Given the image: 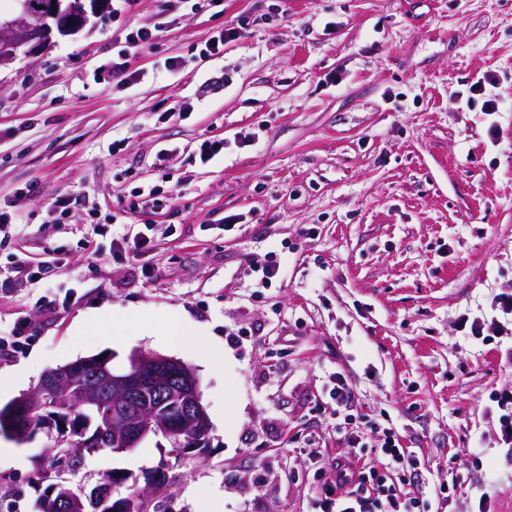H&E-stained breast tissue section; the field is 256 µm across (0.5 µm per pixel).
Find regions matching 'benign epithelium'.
Wrapping results in <instances>:
<instances>
[{"mask_svg": "<svg viewBox=\"0 0 512 512\" xmlns=\"http://www.w3.org/2000/svg\"><path fill=\"white\" fill-rule=\"evenodd\" d=\"M21 16L10 21L0 20V63L15 58L19 50H33L51 41L53 31L62 35L75 33L86 23L83 0H51L48 13L40 18L32 15L29 0H18ZM84 370L93 374L92 386L77 392L79 403L85 407L109 406L108 429L98 430L91 440L94 442L120 443L112 449L114 453L130 452L146 439L156 436L176 449L182 460L196 457L210 444L212 425L202 403L200 382L195 371L184 362L160 354L134 352L128 364L117 369L110 358L94 356L49 370L36 389L14 399L0 408V434L5 432L20 441L28 435L19 434L12 426L18 415L46 414L49 419L33 430V434L44 433L54 441L53 449L66 457L64 447L68 444V429L54 422L56 415L49 408H58L45 402L53 389L64 382L76 380ZM150 393L175 409L174 419H159L146 406H134L131 400L141 394ZM51 493L57 495L53 506L58 512H83L89 491L84 486L76 488L62 479L54 485ZM156 498L153 490H139L119 503L116 512H159L150 510Z\"/></svg>", "mask_w": 512, "mask_h": 512, "instance_id": "obj_1", "label": "benign epithelium"}]
</instances>
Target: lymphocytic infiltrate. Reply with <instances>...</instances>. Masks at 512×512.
<instances>
[{
	"label": "lymphocytic infiltrate",
	"mask_w": 512,
	"mask_h": 512,
	"mask_svg": "<svg viewBox=\"0 0 512 512\" xmlns=\"http://www.w3.org/2000/svg\"><path fill=\"white\" fill-rule=\"evenodd\" d=\"M336 433L349 453L334 463L319 467L321 486L313 499V512H418L419 499L408 489L406 474L414 469V458L392 430H383L376 442H369L366 429L356 421L354 393L339 371L329 375ZM369 449L375 466L365 472H353L348 456Z\"/></svg>",
	"instance_id": "1"
}]
</instances>
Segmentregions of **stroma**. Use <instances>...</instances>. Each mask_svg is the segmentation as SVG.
<instances>
[{
    "instance_id": "obj_1",
    "label": "stroma",
    "mask_w": 512,
    "mask_h": 512,
    "mask_svg": "<svg viewBox=\"0 0 512 512\" xmlns=\"http://www.w3.org/2000/svg\"><path fill=\"white\" fill-rule=\"evenodd\" d=\"M240 16V37L202 57ZM139 24L150 49L125 43ZM122 50L140 83L106 77ZM211 77L225 86L198 99ZM178 98L192 112L167 119ZM214 137L224 156L202 165L196 146ZM143 184L172 200L132 207ZM61 192L73 206L59 224ZM0 206L21 216L0 238V282L17 259L53 264L0 289V329L30 324L20 351H0V371L22 376L0 407L48 369L100 354L122 367L142 351L194 369L213 426L193 460L152 439L102 448L71 483L124 470L144 488L161 470L175 512H310V450H342L321 407L339 371L362 420L418 458L422 512L512 507L492 400L512 387V335L460 327L512 291V0H116L0 64ZM92 210L152 226V250L113 256ZM274 256L276 287L255 291L250 267ZM130 316L185 334L169 346L143 328L113 333ZM218 344L224 359L209 363ZM0 448L16 454L0 464V512H35L55 480L51 440L0 435Z\"/></svg>"
}]
</instances>
